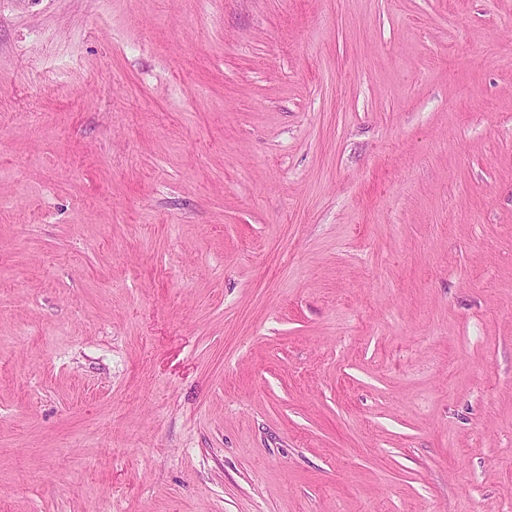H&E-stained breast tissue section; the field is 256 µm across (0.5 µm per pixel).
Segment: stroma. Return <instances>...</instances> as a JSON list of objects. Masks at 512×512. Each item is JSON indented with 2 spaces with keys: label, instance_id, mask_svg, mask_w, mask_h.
<instances>
[{
  "label": "stroma",
  "instance_id": "stroma-1",
  "mask_svg": "<svg viewBox=\"0 0 512 512\" xmlns=\"http://www.w3.org/2000/svg\"><path fill=\"white\" fill-rule=\"evenodd\" d=\"M0 512H512V0H0Z\"/></svg>",
  "mask_w": 512,
  "mask_h": 512
}]
</instances>
